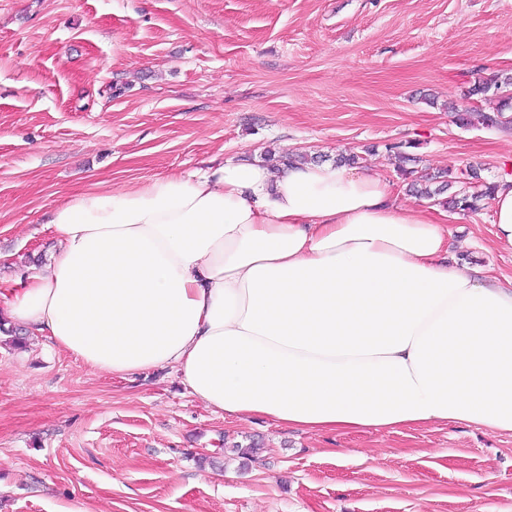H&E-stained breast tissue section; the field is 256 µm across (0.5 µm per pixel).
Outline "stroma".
<instances>
[{
	"label": "stroma",
	"mask_w": 512,
	"mask_h": 512,
	"mask_svg": "<svg viewBox=\"0 0 512 512\" xmlns=\"http://www.w3.org/2000/svg\"><path fill=\"white\" fill-rule=\"evenodd\" d=\"M512 74V0H0V289L40 272L53 209L102 184L288 152L398 182L512 175V129L458 127ZM375 154H365L366 146ZM493 209L439 216L448 263L512 280ZM258 440L255 460L234 443ZM512 512V435L467 423L309 433L227 418L174 367L116 378L0 335V512Z\"/></svg>",
	"instance_id": "obj_1"
}]
</instances>
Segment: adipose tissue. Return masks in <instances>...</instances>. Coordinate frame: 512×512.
Listing matches in <instances>:
<instances>
[{"label":"adipose tissue","instance_id":"adipose-tissue-1","mask_svg":"<svg viewBox=\"0 0 512 512\" xmlns=\"http://www.w3.org/2000/svg\"><path fill=\"white\" fill-rule=\"evenodd\" d=\"M494 236L512 248V177ZM8 314L91 370L172 365L227 417L310 432L472 423L512 433V283L446 264L448 230L333 162H227L93 188Z\"/></svg>","mask_w":512,"mask_h":512}]
</instances>
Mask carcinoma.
I'll use <instances>...</instances> for the list:
<instances>
[{"label":"carcinoma","mask_w":512,"mask_h":512,"mask_svg":"<svg viewBox=\"0 0 512 512\" xmlns=\"http://www.w3.org/2000/svg\"><path fill=\"white\" fill-rule=\"evenodd\" d=\"M472 96L492 103L491 110L480 113L481 124L487 128H509L512 126V76L494 78L474 84L469 90ZM398 157L397 173L413 194L431 200L456 213H475L480 202L491 197L496 184L483 181L472 187V191L448 197L444 193L450 188V174L442 172L435 176L422 174L416 167L418 158L403 149L401 145H391Z\"/></svg>","instance_id":"1"}]
</instances>
